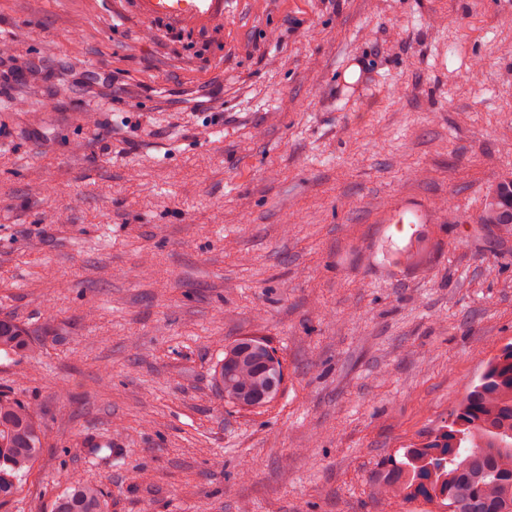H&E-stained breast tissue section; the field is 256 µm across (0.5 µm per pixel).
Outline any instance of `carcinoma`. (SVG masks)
I'll return each instance as SVG.
<instances>
[{
	"label": "carcinoma",
	"mask_w": 512,
	"mask_h": 512,
	"mask_svg": "<svg viewBox=\"0 0 512 512\" xmlns=\"http://www.w3.org/2000/svg\"><path fill=\"white\" fill-rule=\"evenodd\" d=\"M478 224L512 225V177L492 185ZM55 335L0 318V354L24 358ZM224 405L254 410L273 403L284 366L262 338L244 337L224 345L212 367ZM45 430L37 414L17 397L0 395V505L11 500L33 469ZM382 508L424 500L437 512H512V345L493 358L478 384L450 413L448 425L423 447L389 457L377 484ZM108 493L75 479L58 493L52 512H108Z\"/></svg>",
	"instance_id": "obj_1"
}]
</instances>
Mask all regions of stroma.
Wrapping results in <instances>:
<instances>
[{
  "instance_id": "1",
  "label": "stroma",
  "mask_w": 512,
  "mask_h": 512,
  "mask_svg": "<svg viewBox=\"0 0 512 512\" xmlns=\"http://www.w3.org/2000/svg\"><path fill=\"white\" fill-rule=\"evenodd\" d=\"M0 317L61 325L0 392L110 512H378L381 461L437 433L512 344V0H0ZM422 238L420 263L389 253ZM265 338L278 399L225 406ZM152 16L196 18L213 14L222 0H142ZM207 6V9L205 7ZM476 221L512 227V177L501 179L487 190L484 207ZM212 378L225 406L251 411L276 400L284 366L267 341L244 337L225 344L224 357L212 367Z\"/></svg>"
}]
</instances>
